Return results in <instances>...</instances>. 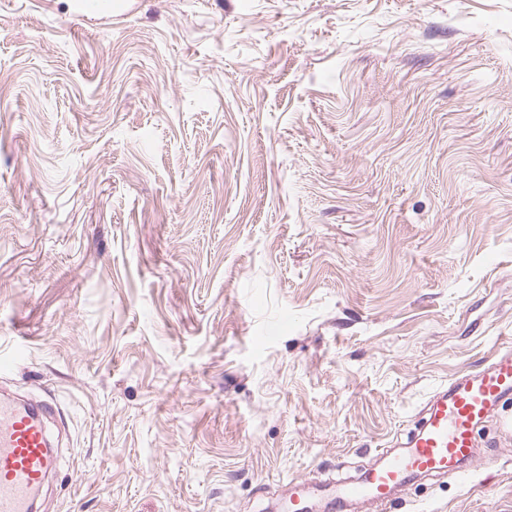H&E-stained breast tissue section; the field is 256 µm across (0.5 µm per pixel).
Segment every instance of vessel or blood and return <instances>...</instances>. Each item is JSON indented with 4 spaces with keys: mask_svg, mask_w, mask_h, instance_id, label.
I'll return each instance as SVG.
<instances>
[{
    "mask_svg": "<svg viewBox=\"0 0 512 512\" xmlns=\"http://www.w3.org/2000/svg\"><path fill=\"white\" fill-rule=\"evenodd\" d=\"M512 402V344L499 347L476 371L437 388L421 411L418 426L399 448L350 481L292 482L279 497L278 512H348L351 504H394L396 490L420 476L463 477L477 458L478 430ZM57 413L53 399L26 402L0 397V512H34L47 478L59 467L47 421Z\"/></svg>",
    "mask_w": 512,
    "mask_h": 512,
    "instance_id": "b4317fda",
    "label": "vessel or blood"
}]
</instances>
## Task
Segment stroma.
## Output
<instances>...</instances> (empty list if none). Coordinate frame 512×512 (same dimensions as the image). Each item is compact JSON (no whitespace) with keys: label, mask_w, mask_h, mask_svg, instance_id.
<instances>
[{"label":"stroma","mask_w":512,"mask_h":512,"mask_svg":"<svg viewBox=\"0 0 512 512\" xmlns=\"http://www.w3.org/2000/svg\"><path fill=\"white\" fill-rule=\"evenodd\" d=\"M512 342V0H0V391L39 512H266ZM512 404L466 483L512 512ZM57 410L50 398L0 397V512H34L59 467L47 427Z\"/></svg>","instance_id":"obj_1"}]
</instances>
